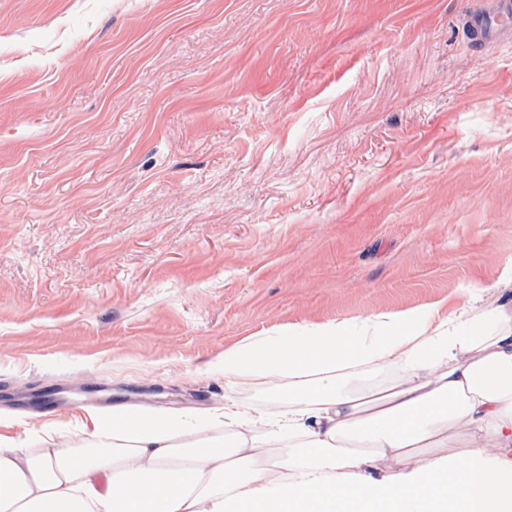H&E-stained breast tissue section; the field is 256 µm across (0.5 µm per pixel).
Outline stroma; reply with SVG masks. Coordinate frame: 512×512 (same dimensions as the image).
<instances>
[{
    "instance_id": "stroma-1",
    "label": "stroma",
    "mask_w": 512,
    "mask_h": 512,
    "mask_svg": "<svg viewBox=\"0 0 512 512\" xmlns=\"http://www.w3.org/2000/svg\"><path fill=\"white\" fill-rule=\"evenodd\" d=\"M473 0H0V415L287 394L226 349L512 296V40ZM464 25L481 44H494L512 37V1L482 0L464 16Z\"/></svg>"
}]
</instances>
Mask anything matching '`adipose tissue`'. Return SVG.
Wrapping results in <instances>:
<instances>
[{"mask_svg": "<svg viewBox=\"0 0 512 512\" xmlns=\"http://www.w3.org/2000/svg\"><path fill=\"white\" fill-rule=\"evenodd\" d=\"M397 369L374 400L345 390ZM231 380L288 384L283 414L87 413L88 444L0 434V512H512V301L300 326L224 354ZM464 435L465 457L446 454ZM415 448H437L426 468ZM392 460L382 482L363 468Z\"/></svg>", "mask_w": 512, "mask_h": 512, "instance_id": "1", "label": "adipose tissue"}]
</instances>
